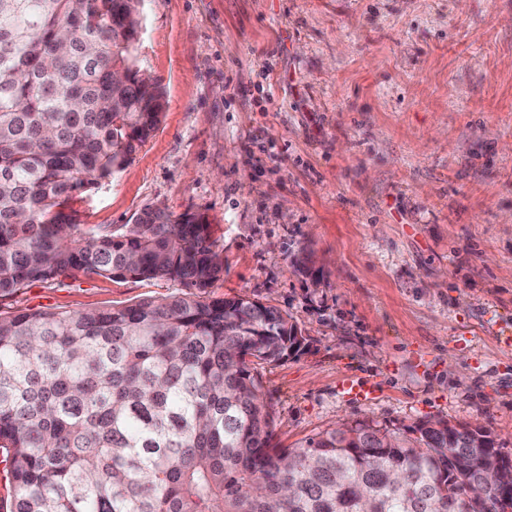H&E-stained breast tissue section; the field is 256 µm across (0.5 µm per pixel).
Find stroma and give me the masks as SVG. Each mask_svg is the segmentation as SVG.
<instances>
[{
  "label": "stroma",
  "instance_id": "35a3bbf8",
  "mask_svg": "<svg viewBox=\"0 0 512 512\" xmlns=\"http://www.w3.org/2000/svg\"><path fill=\"white\" fill-rule=\"evenodd\" d=\"M141 14L164 118L71 201L79 223L158 204L207 216L224 261L210 297L275 306L306 338L257 367L273 445L444 419L512 454V0H144ZM180 290L78 273L0 311Z\"/></svg>",
  "mask_w": 512,
  "mask_h": 512
}]
</instances>
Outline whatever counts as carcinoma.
I'll return each instance as SVG.
<instances>
[{
  "mask_svg": "<svg viewBox=\"0 0 512 512\" xmlns=\"http://www.w3.org/2000/svg\"><path fill=\"white\" fill-rule=\"evenodd\" d=\"M143 0H0V298L81 272L174 280L163 301L0 313V463L7 512H499L512 466L484 426L413 436L362 419L271 446L254 364L305 337L280 309L213 299L224 275L205 216L156 207L85 229L75 195L122 169L158 128L141 75Z\"/></svg>",
  "mask_w": 512,
  "mask_h": 512,
  "instance_id": "carcinoma-1",
  "label": "carcinoma"
}]
</instances>
